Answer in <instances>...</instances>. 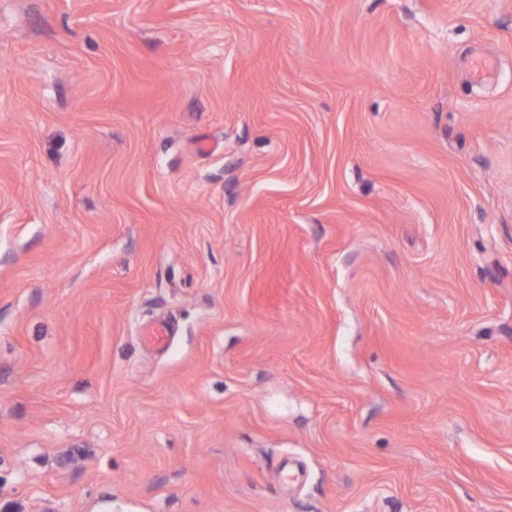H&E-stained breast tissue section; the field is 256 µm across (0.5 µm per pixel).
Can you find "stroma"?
I'll use <instances>...</instances> for the list:
<instances>
[{
    "instance_id": "1",
    "label": "stroma",
    "mask_w": 512,
    "mask_h": 512,
    "mask_svg": "<svg viewBox=\"0 0 512 512\" xmlns=\"http://www.w3.org/2000/svg\"><path fill=\"white\" fill-rule=\"evenodd\" d=\"M0 512H512V0H0Z\"/></svg>"
}]
</instances>
